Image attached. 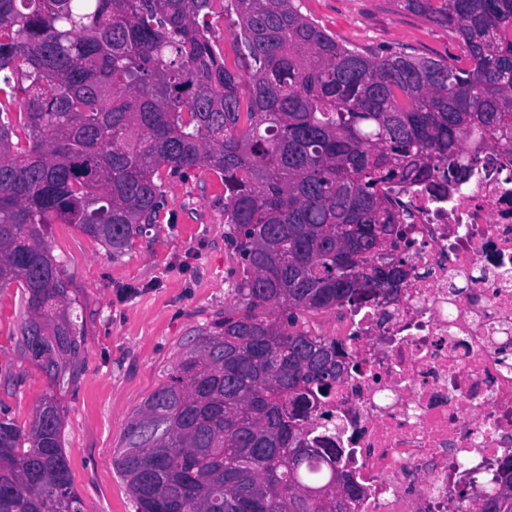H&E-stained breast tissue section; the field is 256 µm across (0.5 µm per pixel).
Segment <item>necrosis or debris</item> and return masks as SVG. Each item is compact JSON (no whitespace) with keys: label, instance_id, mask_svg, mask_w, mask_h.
Wrapping results in <instances>:
<instances>
[{"label":"necrosis or debris","instance_id":"necrosis-or-debris-1","mask_svg":"<svg viewBox=\"0 0 512 512\" xmlns=\"http://www.w3.org/2000/svg\"><path fill=\"white\" fill-rule=\"evenodd\" d=\"M467 174L385 185L410 227L388 303L345 311L353 369L303 436L339 448L349 512H476L512 457V153H462Z\"/></svg>","mask_w":512,"mask_h":512}]
</instances>
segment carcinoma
<instances>
[{
  "instance_id": "obj_1",
  "label": "carcinoma",
  "mask_w": 512,
  "mask_h": 512,
  "mask_svg": "<svg viewBox=\"0 0 512 512\" xmlns=\"http://www.w3.org/2000/svg\"><path fill=\"white\" fill-rule=\"evenodd\" d=\"M0 0V288L52 386L82 361L46 240L74 224L113 255L158 222L162 172L219 175L238 304L198 330L127 425L136 512H344L361 495L303 423L348 375L310 316L397 294L406 234L378 185L453 169L463 137L512 139V0H394L448 31L461 67L340 42L295 0ZM249 97L241 106V87ZM53 393L0 417V512H83ZM479 512H512V458ZM230 19L224 15L223 9L217 5L215 14L212 18V35L219 45L224 48L227 62L235 68V54L232 48L231 39L229 38Z\"/></svg>"
}]
</instances>
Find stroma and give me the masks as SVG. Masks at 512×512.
<instances>
[{
	"label": "stroma",
	"mask_w": 512,
	"mask_h": 512,
	"mask_svg": "<svg viewBox=\"0 0 512 512\" xmlns=\"http://www.w3.org/2000/svg\"><path fill=\"white\" fill-rule=\"evenodd\" d=\"M337 40L375 53L401 50L454 59L447 31L397 8L394 0H295ZM47 242L77 300L84 333L78 378L52 389L19 345L22 289L0 290V409L27 427L32 409L56 393L62 441L84 512H135L114 465L134 411L162 382L198 328L234 306L233 250L224 186L191 171L166 178L160 221L132 248L112 255L71 224L48 227Z\"/></svg>",
	"instance_id": "stroma-1"
}]
</instances>
